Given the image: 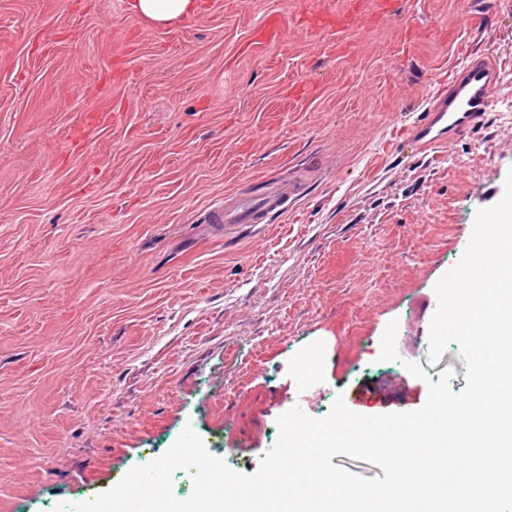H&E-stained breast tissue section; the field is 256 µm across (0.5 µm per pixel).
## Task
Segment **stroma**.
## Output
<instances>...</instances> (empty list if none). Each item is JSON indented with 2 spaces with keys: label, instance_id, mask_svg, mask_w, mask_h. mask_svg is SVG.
Returning <instances> with one entry per match:
<instances>
[{
  "label": "stroma",
  "instance_id": "35a3bbf8",
  "mask_svg": "<svg viewBox=\"0 0 512 512\" xmlns=\"http://www.w3.org/2000/svg\"><path fill=\"white\" fill-rule=\"evenodd\" d=\"M132 3L0 0V512L86 501L188 425L254 473L293 407L421 408L410 362L466 385L428 336L512 170V0H473L480 31L457 0H400L313 36L304 11L348 0H198L168 24ZM465 42L504 80L482 127L423 154L405 131ZM283 178L288 214L211 223Z\"/></svg>",
  "mask_w": 512,
  "mask_h": 512
}]
</instances>
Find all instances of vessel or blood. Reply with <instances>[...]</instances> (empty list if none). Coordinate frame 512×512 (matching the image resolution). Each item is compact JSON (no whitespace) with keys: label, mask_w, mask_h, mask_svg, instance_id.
Wrapping results in <instances>:
<instances>
[{"label":"vessel or blood","mask_w":512,"mask_h":512,"mask_svg":"<svg viewBox=\"0 0 512 512\" xmlns=\"http://www.w3.org/2000/svg\"><path fill=\"white\" fill-rule=\"evenodd\" d=\"M501 82L495 58L465 48L463 63L454 69L447 85L433 91L425 116L412 130V138L426 148L446 146L452 139L486 121L492 94ZM288 206V185L276 184L262 199L234 195L211 212V223L232 231L243 224L264 223L272 211Z\"/></svg>","instance_id":"obj_1"}]
</instances>
